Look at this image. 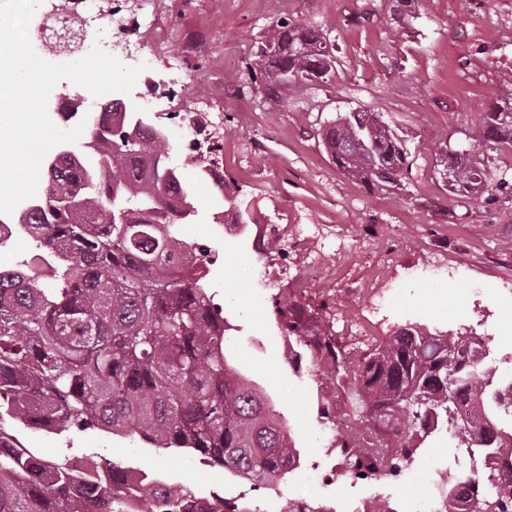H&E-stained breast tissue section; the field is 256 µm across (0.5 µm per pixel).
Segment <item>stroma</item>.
<instances>
[{
    "label": "stroma",
    "mask_w": 512,
    "mask_h": 512,
    "mask_svg": "<svg viewBox=\"0 0 512 512\" xmlns=\"http://www.w3.org/2000/svg\"><path fill=\"white\" fill-rule=\"evenodd\" d=\"M161 9L166 21L152 36L161 50L136 81L140 88L162 86L160 125L174 130V114L194 113L200 101L223 107L214 158L225 184L255 214L276 211L285 223L313 225L321 245L314 268L304 247L292 250L293 277L257 298L255 225L216 235L211 224L221 199L196 197L197 214L181 231L212 243L203 283L228 325L226 354L286 421L300 461L335 472V512H367L371 495L345 475L341 456L323 455L319 442L317 392L326 387L343 388L338 413L348 434L371 431L352 369L320 371L288 335L275 303L298 302L308 333L330 339L345 355L366 356L411 324L434 333L475 329L493 344L512 346V206L462 207L438 166L501 98L512 74V0H162ZM284 16L330 40L329 82L271 89L264 79H250L263 38ZM355 110L380 113L404 137L411 168L396 186L348 176L325 149L323 127ZM374 285L397 289L398 297L382 324L355 335L349 324L364 321ZM38 445L48 460L133 459L193 490L205 482L229 493L245 490L250 507L262 510L269 500L313 491L299 468L278 486L254 490L221 468L201 467L198 455L96 428L42 434ZM455 452L454 439H420L412 471L390 488L397 512H409L426 490L431 465L452 461Z\"/></svg>",
    "instance_id": "35a3bbf8"
}]
</instances>
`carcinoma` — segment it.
<instances>
[{"label": "carcinoma", "mask_w": 512, "mask_h": 512, "mask_svg": "<svg viewBox=\"0 0 512 512\" xmlns=\"http://www.w3.org/2000/svg\"><path fill=\"white\" fill-rule=\"evenodd\" d=\"M267 54L273 82H325L334 72L327 41L286 17L268 33ZM505 84L509 92L482 112L478 130L445 156L448 190L467 206L512 202V172L488 156L512 149V75ZM322 136L336 166L353 178L394 185L409 167L404 139L376 112L362 111L358 121L340 115ZM167 154L166 138L148 127L120 142L93 143L84 155L61 158L37 207L22 216L33 254L51 253L55 261L45 277L23 263L0 273V417L39 427L62 416L77 429L193 450L255 482L254 490L273 485L291 470L294 439L229 363L224 318L205 307L200 270L185 266L195 246L179 239L177 225L190 216L191 189L180 180L161 187L152 167H139L144 155ZM275 305L289 335L303 337L297 304ZM479 357L462 332H394L354 373L362 405L392 425V440L370 464L355 449L347 473L398 474L414 434L433 418L458 447L492 451L489 493L475 496L454 476L448 494L464 512H512V482L496 480V456L512 451V431L500 420L495 374ZM459 399L473 417L455 415ZM75 490L73 470L60 462L0 454V512H125L134 499L148 512L190 509V491L160 500L119 466L97 501L75 499Z\"/></svg>", "instance_id": "cac0c4a2"}]
</instances>
